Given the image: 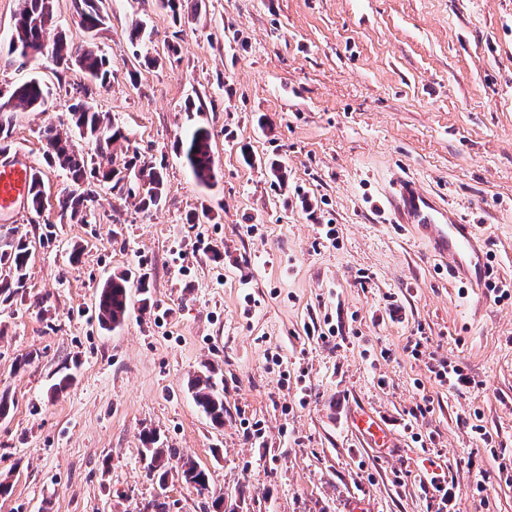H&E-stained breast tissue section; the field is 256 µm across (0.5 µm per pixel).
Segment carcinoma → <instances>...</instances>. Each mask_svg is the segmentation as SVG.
<instances>
[{"mask_svg": "<svg viewBox=\"0 0 512 512\" xmlns=\"http://www.w3.org/2000/svg\"><path fill=\"white\" fill-rule=\"evenodd\" d=\"M100 0H75L80 23L85 31L94 33L105 25L107 16L99 7ZM55 27L53 0H20V8L15 17L14 30L17 38L10 39L9 52L23 60L43 57V49L51 51L52 62L67 70L76 69L104 87L112 74L110 61L92 47L75 48L69 44L64 33L59 32L49 41L46 34ZM50 94L49 87L32 78L14 86L9 100L14 107L37 109ZM73 133H62L52 123L40 131L45 141L43 152L45 163L59 167L66 172L71 188L59 198L61 218L72 223L87 224L94 202V182L105 183L113 191L123 192L130 178L142 182L143 195L140 196L139 210L148 211L157 207L165 199L166 183L163 165L140 159L133 153L124 161L123 167L116 168L112 161V144L118 140L130 141L129 134L113 127L105 121L102 113L96 111L87 101L80 98L67 106ZM11 118L0 115V155L8 153L12 145ZM94 144V154L89 155L78 146L75 138ZM184 156L196 179L204 184L214 178L209 132L200 127L185 140ZM45 183L43 172L32 169L29 186L31 209L39 214L43 208ZM30 251L28 243L0 238V302L15 300L25 287ZM127 288L128 273L111 276L101 288L97 304V315L105 327L121 325L128 313ZM196 406L217 425L224 424V391L217 388L210 368H205L189 382ZM144 452L151 454L156 466L149 473L157 478L159 486L166 485L168 462L177 457L174 448L157 446L156 437L149 432L144 435ZM185 481L197 490L209 483L204 469L190 460H182L180 467Z\"/></svg>", "mask_w": 512, "mask_h": 512, "instance_id": "cac0c4a2", "label": "carcinoma"}]
</instances>
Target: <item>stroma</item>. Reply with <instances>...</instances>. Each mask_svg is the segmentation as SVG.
I'll return each mask as SVG.
<instances>
[{
    "label": "stroma",
    "mask_w": 512,
    "mask_h": 512,
    "mask_svg": "<svg viewBox=\"0 0 512 512\" xmlns=\"http://www.w3.org/2000/svg\"><path fill=\"white\" fill-rule=\"evenodd\" d=\"M18 3L0 0V90L37 77L50 95L11 110L15 148L42 166L41 130L66 125L82 98L131 132L115 162L136 151L164 163L166 199L144 213L101 186L89 223H63L57 168L42 212L0 217V235L31 245L22 297L0 305V393L13 403L0 512H145L160 499L205 512L217 495L224 512H346L354 499L448 512L423 464L447 468L457 512H512V298L453 284L381 213L396 178L415 180L477 225L492 280L512 283V0H199L177 22L159 0H104L92 37L73 0H53L68 41L111 60L104 87L9 55ZM198 126L207 184L178 149ZM325 223L337 244L321 241ZM128 269L150 304L131 289L126 319L102 328L100 288ZM316 325L327 336L310 335ZM421 334L416 358L406 346ZM434 356L477 389L449 393ZM64 366L74 380L53 392ZM206 366L224 389L220 426L188 390ZM359 406L400 457L351 430ZM149 430L207 470L208 495L177 473L160 490L141 456Z\"/></svg>",
    "instance_id": "stroma-1"
}]
</instances>
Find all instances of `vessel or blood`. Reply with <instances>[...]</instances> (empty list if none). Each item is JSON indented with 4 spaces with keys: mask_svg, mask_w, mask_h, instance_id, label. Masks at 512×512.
Listing matches in <instances>:
<instances>
[{
    "mask_svg": "<svg viewBox=\"0 0 512 512\" xmlns=\"http://www.w3.org/2000/svg\"><path fill=\"white\" fill-rule=\"evenodd\" d=\"M31 169L23 153L0 157V214L25 207ZM387 205L394 223L409 225L428 240L453 278L472 288L485 286L490 277L489 255L473 225L463 223L433 195L406 179L394 183ZM351 422L380 454L394 447L391 435L367 410L358 409Z\"/></svg>",
    "mask_w": 512,
    "mask_h": 512,
    "instance_id": "b4317fda",
    "label": "vessel or blood"
}]
</instances>
